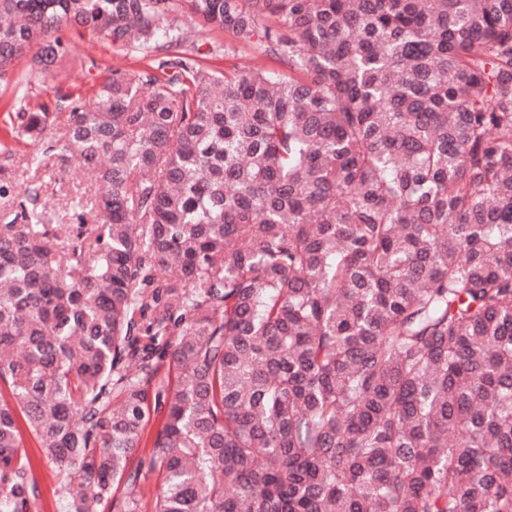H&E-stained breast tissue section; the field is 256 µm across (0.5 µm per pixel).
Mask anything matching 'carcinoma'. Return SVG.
Wrapping results in <instances>:
<instances>
[{"instance_id": "carcinoma-1", "label": "carcinoma", "mask_w": 512, "mask_h": 512, "mask_svg": "<svg viewBox=\"0 0 512 512\" xmlns=\"http://www.w3.org/2000/svg\"><path fill=\"white\" fill-rule=\"evenodd\" d=\"M181 2L273 65L172 0H0V85L72 27L143 61L9 115L99 188L77 243L0 223V512L23 425L69 512L155 470L151 512H512V0ZM178 3V11L171 15V19H174L175 24L184 32V45L188 52L198 51V56L210 58L212 65L220 68L228 65V58L224 57V48L227 49L233 44L230 36L227 33L207 31L199 27L194 18L183 9L181 2ZM165 421V412L160 408L151 412L150 420L142 434L141 443L137 457L149 454L151 451V442L158 430H160Z\"/></svg>"}]
</instances>
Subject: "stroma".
<instances>
[{"mask_svg":"<svg viewBox=\"0 0 512 512\" xmlns=\"http://www.w3.org/2000/svg\"><path fill=\"white\" fill-rule=\"evenodd\" d=\"M173 18L184 33L189 52L210 58L214 66L224 67L231 60L242 64H255L260 60L253 49L242 47L236 49L234 59H227L224 50L232 43L228 34L204 30L182 9L174 12ZM62 37L69 51L54 66L58 81L79 94L85 105H92L93 94L108 71L140 65L136 52L111 44L100 36H82L77 31L67 30ZM29 68V62L20 63L16 71L23 75V82L6 89L0 87V139H6L4 128L8 110L15 101L34 106L53 94L51 85L28 77ZM6 141V150H0V187L6 192L5 197L0 198V213L8 212L14 198L28 195L34 187L38 190L34 208L44 211L53 223L74 224L76 203L86 201L95 191L90 175L66 161L60 153L46 152L44 143L25 137ZM35 155L41 160L36 170L30 164ZM22 451L30 460L31 475L40 491L30 512H68L70 479L67 473L47 461L31 434L23 435Z\"/></svg>","mask_w":512,"mask_h":512,"instance_id":"1","label":"stroma"}]
</instances>
